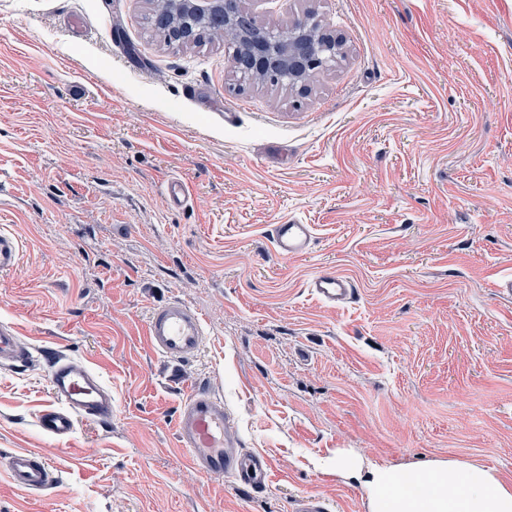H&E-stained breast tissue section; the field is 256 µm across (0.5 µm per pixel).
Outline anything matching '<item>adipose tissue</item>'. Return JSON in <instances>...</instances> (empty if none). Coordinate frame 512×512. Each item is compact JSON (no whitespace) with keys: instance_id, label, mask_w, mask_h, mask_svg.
Instances as JSON below:
<instances>
[{"instance_id":"obj_1","label":"adipose tissue","mask_w":512,"mask_h":512,"mask_svg":"<svg viewBox=\"0 0 512 512\" xmlns=\"http://www.w3.org/2000/svg\"><path fill=\"white\" fill-rule=\"evenodd\" d=\"M336 467L367 491L369 512H512V482L456 458L408 467Z\"/></svg>"}]
</instances>
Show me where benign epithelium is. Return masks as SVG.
Masks as SVG:
<instances>
[{
  "instance_id": "7a95c632",
  "label": "benign epithelium",
  "mask_w": 512,
  "mask_h": 512,
  "mask_svg": "<svg viewBox=\"0 0 512 512\" xmlns=\"http://www.w3.org/2000/svg\"><path fill=\"white\" fill-rule=\"evenodd\" d=\"M183 24L168 32L172 40L191 45L198 37L197 20L204 18L224 31L236 35L234 64L248 74L277 72L288 77L289 89L303 96L310 82L309 75L328 48H340L339 40L313 20L307 26L292 25L288 31H272L267 40L256 42L251 36V19L232 12L230 0H173Z\"/></svg>"
}]
</instances>
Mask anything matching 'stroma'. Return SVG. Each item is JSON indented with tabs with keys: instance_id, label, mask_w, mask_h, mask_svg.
<instances>
[{
	"instance_id": "obj_1",
	"label": "stroma",
	"mask_w": 512,
	"mask_h": 512,
	"mask_svg": "<svg viewBox=\"0 0 512 512\" xmlns=\"http://www.w3.org/2000/svg\"><path fill=\"white\" fill-rule=\"evenodd\" d=\"M260 24L307 13L343 39L301 98L238 85L224 45H170L150 0H0V324L28 365L0 368V460L55 480L28 494L0 463V512H367L326 459L455 457L512 481V0H243ZM182 178L190 200L162 192ZM314 225L301 257L272 224ZM347 276L352 303L307 286ZM182 300L206 341L180 363L147 343ZM112 392L105 424L55 439L48 358ZM224 399L262 493L190 468L188 388ZM308 288L316 298L333 307L350 303L356 293L349 278L331 270L315 273L308 282ZM6 467L14 486L27 492H42L53 482L50 464L39 455L16 451L6 458Z\"/></svg>"
}]
</instances>
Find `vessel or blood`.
<instances>
[{
  "instance_id": "b4317fda",
  "label": "vessel or blood",
  "mask_w": 512,
  "mask_h": 512,
  "mask_svg": "<svg viewBox=\"0 0 512 512\" xmlns=\"http://www.w3.org/2000/svg\"><path fill=\"white\" fill-rule=\"evenodd\" d=\"M279 255L294 257L311 251L314 227L289 221L270 229ZM308 286L316 298L330 306L352 301L356 290L352 281L331 270L315 273ZM203 318L187 303L174 299L152 311L146 338L163 357L181 361L196 355L205 341ZM29 351L13 327L0 325V365L26 363ZM49 390L54 408L40 418L42 430L50 437L64 439L78 422L97 423L112 417V393L90 368L55 353L48 363ZM178 446L188 464L198 473L214 478H230L242 488L261 491L270 479L268 459L243 448L231 413L223 398L208 389L194 388L182 402L176 416ZM9 476L17 489L41 492L53 482L49 463L28 451H16L6 459Z\"/></svg>"
}]
</instances>
